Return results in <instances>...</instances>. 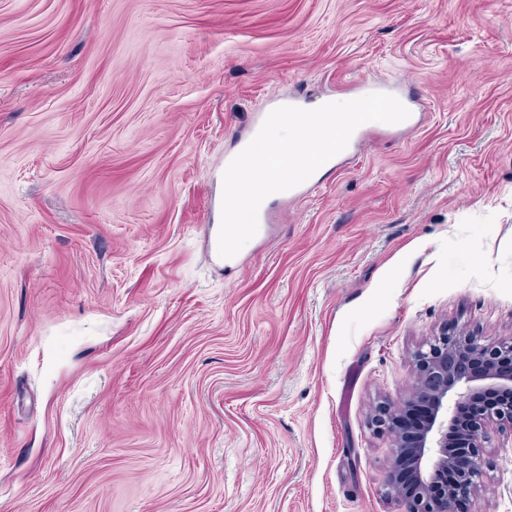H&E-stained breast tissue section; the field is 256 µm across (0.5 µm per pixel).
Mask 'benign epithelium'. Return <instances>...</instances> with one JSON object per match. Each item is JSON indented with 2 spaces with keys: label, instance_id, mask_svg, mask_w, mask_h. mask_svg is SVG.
<instances>
[{
  "label": "benign epithelium",
  "instance_id": "1",
  "mask_svg": "<svg viewBox=\"0 0 512 512\" xmlns=\"http://www.w3.org/2000/svg\"><path fill=\"white\" fill-rule=\"evenodd\" d=\"M415 388L397 406L380 404L371 418L378 433H389L396 450L385 482L402 505V512H458L456 501L471 498L484 475V440L495 424L512 431V339L489 342L469 332L446 331L414 355ZM487 389L503 399L464 406ZM468 428V438H456L458 428ZM458 458L472 464L457 469L451 485L438 477Z\"/></svg>",
  "mask_w": 512,
  "mask_h": 512
}]
</instances>
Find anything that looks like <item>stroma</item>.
I'll list each match as a JSON object with an SVG mask.
<instances>
[{"instance_id": "1", "label": "stroma", "mask_w": 512, "mask_h": 512, "mask_svg": "<svg viewBox=\"0 0 512 512\" xmlns=\"http://www.w3.org/2000/svg\"><path fill=\"white\" fill-rule=\"evenodd\" d=\"M362 80L418 126L211 259L251 116ZM445 327L512 339V0H0V512H400L369 419Z\"/></svg>"}]
</instances>
